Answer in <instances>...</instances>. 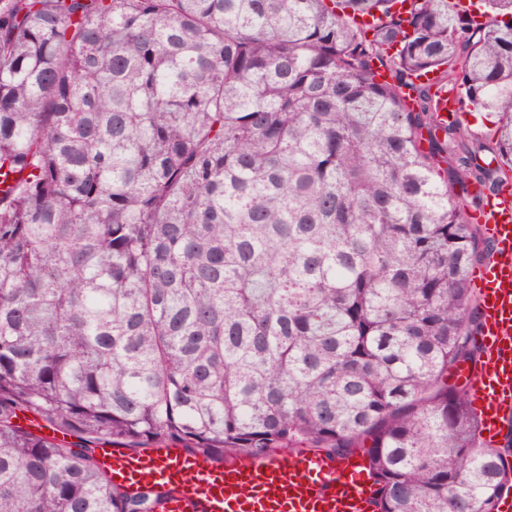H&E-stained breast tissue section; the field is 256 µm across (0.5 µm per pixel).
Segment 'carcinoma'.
I'll return each instance as SVG.
<instances>
[{"label":"carcinoma","instance_id":"obj_1","mask_svg":"<svg viewBox=\"0 0 512 512\" xmlns=\"http://www.w3.org/2000/svg\"><path fill=\"white\" fill-rule=\"evenodd\" d=\"M396 2L0 0V512H159L105 445L362 448L376 512H498L512 439L448 374L512 177V0ZM463 117L461 119L463 127L466 128L470 133L478 137H490L493 134L492 124L489 123L480 112H470L469 108L466 107V112H462Z\"/></svg>","mask_w":512,"mask_h":512}]
</instances>
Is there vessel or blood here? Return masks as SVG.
I'll use <instances>...</instances> for the list:
<instances>
[{
  "label": "vessel or blood",
  "mask_w": 512,
  "mask_h": 512,
  "mask_svg": "<svg viewBox=\"0 0 512 512\" xmlns=\"http://www.w3.org/2000/svg\"><path fill=\"white\" fill-rule=\"evenodd\" d=\"M478 221L494 245L492 258L475 275L481 354L461 366L457 377L468 385L482 429L492 439L512 416V188L488 196ZM102 460L114 484L167 490L162 512H375L364 459L355 455L294 451L206 463L180 448H106Z\"/></svg>",
  "instance_id": "1"
}]
</instances>
